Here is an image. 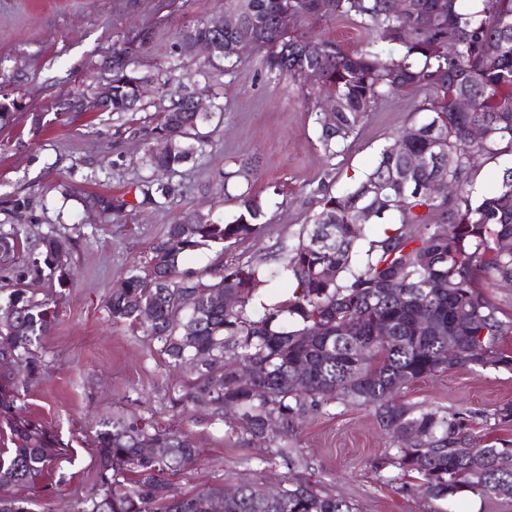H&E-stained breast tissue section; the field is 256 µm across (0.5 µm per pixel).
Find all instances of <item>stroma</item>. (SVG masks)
<instances>
[{
	"label": "stroma",
	"instance_id": "obj_1",
	"mask_svg": "<svg viewBox=\"0 0 512 512\" xmlns=\"http://www.w3.org/2000/svg\"><path fill=\"white\" fill-rule=\"evenodd\" d=\"M225 14L224 0H0V100L18 105L13 124L0 130V234L20 226L34 239L55 230L75 243L72 280L38 348L45 372L22 398L24 414L50 429L63 448L56 466L67 482L50 496L29 488L17 489V496L30 499L32 512H73L97 489L93 441L100 421L136 417L194 437L198 460L170 478L182 494L247 481L265 487L307 482L346 498L358 512H512V500L470 493L429 499L415 478L394 468L377 471L391 441L368 409L345 401L307 414L290 441L299 457L286 460L278 441L252 438L238 422L187 401L186 375L169 364L155 337L113 324L107 296L130 270L143 267L166 224L193 210L218 221L237 213L234 196L224 192V173L237 160L249 156L259 164L252 190L266 204L267 224L225 254L213 248L189 253L184 267L205 269L219 257L276 266L281 246L296 244L319 208L313 188L323 183L340 193L423 118L410 97H392L370 113L343 154L327 157L305 101L287 80L261 72L260 52L230 72L204 56L179 55V31ZM142 30L152 37L135 57L136 75L153 81L169 69L172 86H186L216 112L203 154L171 176L174 194L133 211L125 223L102 224L62 188L117 195L149 178L142 157L160 106L158 90L150 88L144 110L119 117L66 112L61 104L107 84L113 48ZM37 114L45 126L35 135L30 128ZM17 199L24 207H14ZM404 399L464 413L474 435L512 441V423L492 418L512 402L510 371L457 367L410 385Z\"/></svg>",
	"mask_w": 512,
	"mask_h": 512
}]
</instances>
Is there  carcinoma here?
Listing matches in <instances>:
<instances>
[{
    "mask_svg": "<svg viewBox=\"0 0 512 512\" xmlns=\"http://www.w3.org/2000/svg\"><path fill=\"white\" fill-rule=\"evenodd\" d=\"M228 0L233 12L256 33L242 53L217 58L230 71L255 49L265 50L261 69L270 77L303 80L320 75L315 85L299 87L320 112L329 98L335 121L319 123V142L334 158L342 152L369 113L389 98L409 94L414 110L426 118L410 126L396 152L385 147L373 169L340 194L318 188L321 207L300 232L298 243L281 248L280 266L268 271L257 263L223 261L224 250L246 242L264 228L265 206L253 193L252 161L224 173V187L238 190L239 211L220 223L191 211L167 225L152 249L143 273L123 279L107 307L115 324L141 327L163 343L175 364L191 366L192 398L206 402L222 418L233 412L259 439L277 431L296 433L311 410L338 400L372 410L392 439L393 453L379 469L415 475L430 498L448 499L470 492L512 500V443L499 445L472 435L460 412L426 409L401 400L414 382L455 366L512 371V353L501 348L512 336V317H503L492 301L496 288L512 285V165L498 184L474 189L476 162L512 157V0ZM289 27L278 25L281 10ZM341 19L367 35L350 50L335 40L304 35L297 25L312 19ZM215 21L186 31L180 52L213 33ZM150 33L142 31L112 53V103L105 111L133 112L137 96L130 66ZM187 92L169 93L148 139L144 163L154 178L135 184V201L125 195L90 194L84 207H99L100 219L120 221L153 203L154 193L175 192L161 177L173 174L193 153L204 150L203 127L211 112H187ZM470 101L462 111L457 103ZM483 130L476 141L472 128ZM415 155L430 159L413 169ZM453 185L445 196L429 187ZM385 185L387 210L366 211L370 188ZM367 224L381 231L364 236ZM325 243H318V238ZM221 246L214 266L182 268L194 250ZM26 248L15 231L0 236V263ZM72 240L55 231L41 236L28 273L49 270L59 287L68 283ZM274 276L292 283L287 299L251 311L256 290ZM0 422L13 447L0 448V512H31L29 501L4 493L40 481L62 486L52 466L62 455L49 429L17 414L23 393L41 377L37 352L49 335L58 298L42 299L28 284L1 281ZM217 293L234 296L231 307L217 306ZM388 335H379L380 328ZM456 356L448 359L446 339ZM242 371L252 383H239ZM97 490L80 512H355L343 497L322 494L306 483L288 484L271 493L243 483L230 498L216 485L193 494L176 493L167 475L176 474L198 454L191 434L156 427L137 419L101 422L96 434Z\"/></svg>",
    "mask_w": 512,
    "mask_h": 512,
    "instance_id": "1",
    "label": "carcinoma"
}]
</instances>
